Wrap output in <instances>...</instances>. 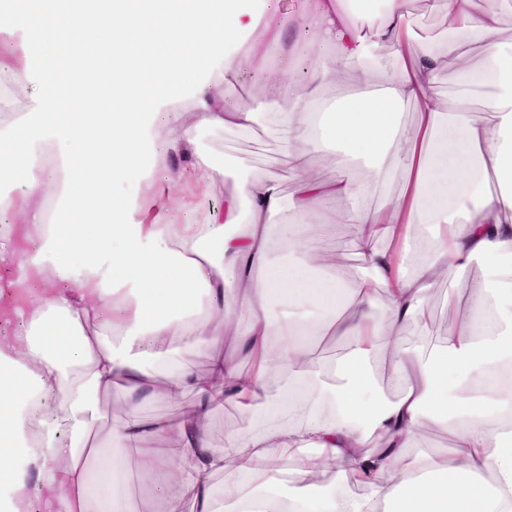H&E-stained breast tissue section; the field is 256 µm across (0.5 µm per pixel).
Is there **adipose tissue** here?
Instances as JSON below:
<instances>
[{
    "mask_svg": "<svg viewBox=\"0 0 512 512\" xmlns=\"http://www.w3.org/2000/svg\"><path fill=\"white\" fill-rule=\"evenodd\" d=\"M425 7L447 19L445 46L415 34L405 0L378 11L317 0L303 17L310 38L294 45L287 18L239 0H16L0 18V74L21 90L49 89L0 136L21 184L0 194L15 220L0 233L11 271L0 317L13 325L0 337V512H117L119 465L92 482L80 463L96 401L117 389L113 446L138 459L144 479L167 474L173 505L190 501L192 512H512V384L499 381L512 370V42L472 0ZM468 40L481 69L467 64ZM387 49L396 63L384 73ZM294 55L325 81L350 63L377 80L323 101L293 77ZM246 69L265 99L294 106L274 125L294 189L244 173L201 221L173 223L224 178L199 132L261 119L225 104L223 85ZM446 71L499 84L482 103L490 121L472 116L468 94L442 100ZM179 93L190 108L177 106ZM174 155L190 160L189 183L169 169ZM324 160L335 178L310 175ZM336 197L348 208L324 215ZM342 224L359 262L348 281L314 246ZM273 233L297 263L269 259ZM475 261L482 275L449 292L446 334L423 349L408 324L437 282ZM332 332L345 345L331 365L308 339ZM179 340L204 354L205 369L168 368ZM224 340L248 371L225 358ZM374 359L393 397L368 375ZM276 379L307 388L270 407ZM174 392L193 393L194 405L169 419L133 416ZM227 404L267 411L215 448L208 420ZM425 427L448 434L447 454L418 450ZM292 460L364 490L339 497L290 479ZM484 470L494 488L478 481ZM219 471L220 501L209 483Z\"/></svg>",
    "mask_w": 512,
    "mask_h": 512,
    "instance_id": "ef3b65f1",
    "label": "adipose tissue"
}]
</instances>
